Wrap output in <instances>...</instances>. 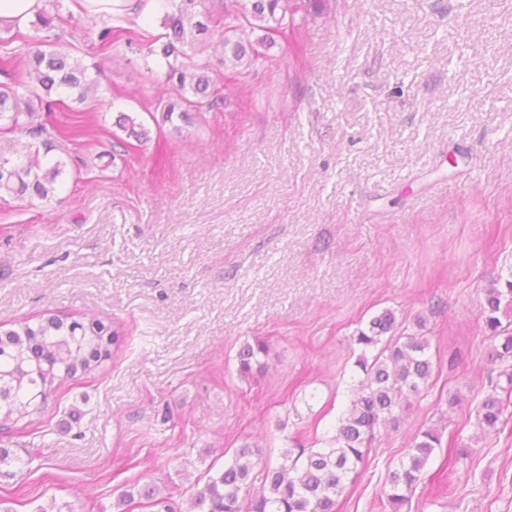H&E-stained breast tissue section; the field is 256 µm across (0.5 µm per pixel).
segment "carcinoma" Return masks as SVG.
Here are the masks:
<instances>
[{
	"mask_svg": "<svg viewBox=\"0 0 512 512\" xmlns=\"http://www.w3.org/2000/svg\"><path fill=\"white\" fill-rule=\"evenodd\" d=\"M200 0H159L158 13L165 33L157 46L149 47L159 71L160 84L168 90L166 103L156 110L165 122L187 119L192 108H217L224 97L211 88L210 64L194 61L199 53V36L208 25L200 20L196 6ZM246 6L234 0L224 8V51L237 65L257 61L260 46L272 44V34L286 28L287 16L295 12L293 0H249ZM259 28L264 35L256 42L244 41L247 28ZM87 35L96 36L104 54L112 46H132L140 40L137 22L113 21L102 17ZM20 48H4L0 53V73L9 76L16 60L24 62L22 75L0 82V129L21 131L20 118L33 116L35 106L51 112L68 101L82 104L96 80L88 67L56 51L46 49V41L23 34ZM125 139L138 144L150 139L139 116L122 112L116 122ZM53 142L27 143L19 148L0 146V193L25 195L50 202L57 191V178L65 162L51 155ZM512 305V279L502 288H488L483 316L486 327L501 338L492 350L498 360L512 359V330L502 328L498 317L502 301ZM396 317L390 310L374 316L365 329L353 337L361 349L356 366L363 378L354 389L347 409L338 418L328 447L297 454L286 449L282 462L265 463L261 487L251 475L259 450L248 442L235 449L232 461L207 477L203 488L189 500L187 512H336L337 502L346 494V478L364 462L374 431L379 424L397 420L407 400L421 395L432 379L429 341L423 336H391ZM122 334L94 315L81 318L51 315L34 322L16 321L14 328L0 332V430L18 425L27 428L44 410L49 398L62 385L76 382L112 360ZM269 344L260 339L243 342L237 351L238 373L244 380L261 371ZM504 398L488 395L480 403L478 424L484 435L498 434L503 425ZM441 445L434 428L418 432L406 459L388 471L386 498L392 512H401L421 483L422 474L435 449ZM137 501L151 512H175L169 498L150 484L121 492L117 507Z\"/></svg>",
	"mask_w": 512,
	"mask_h": 512,
	"instance_id": "obj_1",
	"label": "carcinoma"
}]
</instances>
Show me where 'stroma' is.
Here are the masks:
<instances>
[{
	"label": "stroma",
	"mask_w": 512,
	"mask_h": 512,
	"mask_svg": "<svg viewBox=\"0 0 512 512\" xmlns=\"http://www.w3.org/2000/svg\"><path fill=\"white\" fill-rule=\"evenodd\" d=\"M227 2L203 0L198 56L223 105L132 149L115 120L148 119L156 74L122 44L94 56L72 35L89 19L61 9L57 47L100 64L103 104L28 122L51 132L77 116L87 130L56 143L52 204L0 195V328L94 314L124 342L35 426L0 434L17 459L0 500L116 512L149 483L186 512L227 449L276 461L320 447L359 376L352 338L389 309L398 332L429 340L434 375L377 431L337 512H391L385 475L431 426L442 446L402 512H512V420L491 437L477 424L481 400L512 386L482 314L512 276V0H298L248 67L220 63ZM256 338L267 367L244 381L235 355ZM451 444L469 457L449 465Z\"/></svg>",
	"instance_id": "35a3bbf8"
}]
</instances>
